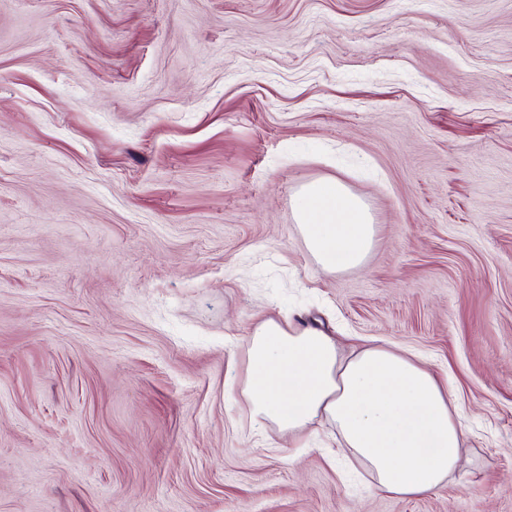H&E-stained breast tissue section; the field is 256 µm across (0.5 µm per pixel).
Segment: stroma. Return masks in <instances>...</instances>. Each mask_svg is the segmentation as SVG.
<instances>
[{
	"instance_id": "stroma-1",
	"label": "stroma",
	"mask_w": 512,
	"mask_h": 512,
	"mask_svg": "<svg viewBox=\"0 0 512 512\" xmlns=\"http://www.w3.org/2000/svg\"><path fill=\"white\" fill-rule=\"evenodd\" d=\"M329 177L375 224L340 273ZM285 315L447 377L443 489L250 430ZM0 512H512V0H0ZM296 216L304 241L325 271L356 269L370 253L375 226L364 201L336 179H319L298 193Z\"/></svg>"
}]
</instances>
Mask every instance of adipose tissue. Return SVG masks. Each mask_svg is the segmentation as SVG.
<instances>
[{
	"instance_id": "1",
	"label": "adipose tissue",
	"mask_w": 512,
	"mask_h": 512,
	"mask_svg": "<svg viewBox=\"0 0 512 512\" xmlns=\"http://www.w3.org/2000/svg\"><path fill=\"white\" fill-rule=\"evenodd\" d=\"M296 216L323 270L363 265L375 226L364 201L340 181L304 185ZM233 389L253 426L298 437L317 422L332 423L342 453L365 469L378 493L416 499L437 491L463 452L464 425L446 381L390 348L363 345L343 356L336 336L317 324L258 322Z\"/></svg>"
}]
</instances>
